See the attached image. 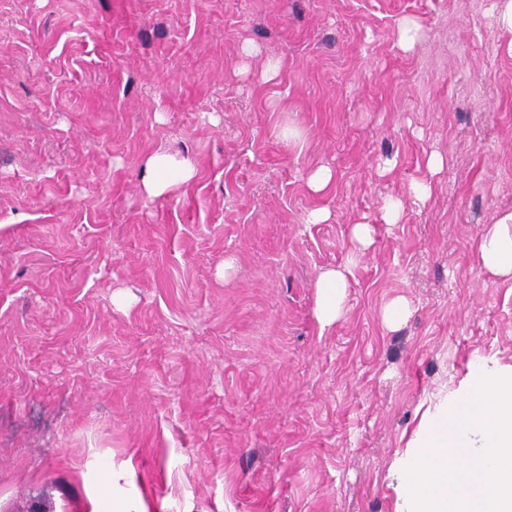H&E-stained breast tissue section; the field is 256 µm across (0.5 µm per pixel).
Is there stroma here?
<instances>
[{
  "label": "stroma",
  "mask_w": 512,
  "mask_h": 512,
  "mask_svg": "<svg viewBox=\"0 0 512 512\" xmlns=\"http://www.w3.org/2000/svg\"><path fill=\"white\" fill-rule=\"evenodd\" d=\"M496 4L0 0V512H396L432 394L512 364L476 255L512 211ZM158 152L197 173L151 199ZM371 224L357 223L351 228L352 250L346 263L323 271L315 283V316L321 328L330 327L347 312L348 276L354 258L363 257L373 242ZM411 305L405 296H397L385 304L382 309V322L392 330L398 327L409 315Z\"/></svg>",
  "instance_id": "stroma-1"
}]
</instances>
